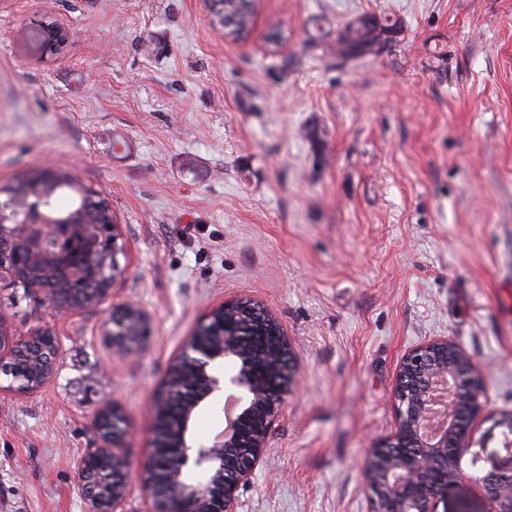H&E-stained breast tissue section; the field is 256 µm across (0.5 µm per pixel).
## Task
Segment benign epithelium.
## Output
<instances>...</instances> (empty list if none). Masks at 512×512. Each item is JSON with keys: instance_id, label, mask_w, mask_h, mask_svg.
I'll return each instance as SVG.
<instances>
[{"instance_id": "7a95c632", "label": "benign epithelium", "mask_w": 512, "mask_h": 512, "mask_svg": "<svg viewBox=\"0 0 512 512\" xmlns=\"http://www.w3.org/2000/svg\"><path fill=\"white\" fill-rule=\"evenodd\" d=\"M70 227H63L46 218L37 225H0V237L27 243L41 253L58 250L59 243L68 234ZM83 258H99L101 238L89 227L82 241ZM229 308L240 312H261V319L270 320L273 332L288 350L289 357L296 358L291 341L275 316L259 307L250 298H239L223 302L208 311L199 323L206 325L217 314H224ZM124 318L132 322V332L117 342L111 336L113 320ZM104 334L115 350L123 356H131L148 335V321L145 314L132 305L112 306L104 322ZM38 338L47 339L49 345L41 348L47 366L60 350V337L51 329H38L20 338L0 335V371L19 344L33 342ZM450 340L436 339L411 350L403 359L396 385L394 399L398 421L405 431L375 443L370 448L367 463L378 462L375 453L380 448H391L404 437L421 449L422 455L410 454L397 461L382 464L381 483L405 493L408 500L416 504L415 512H438L439 503L448 500V490L462 478L459 471L463 455L468 451L472 432L458 420V408L464 394H470L468 422H473L482 411L480 396L468 391L473 373L478 371L474 362L461 366L448 361L436 360L438 350L448 347ZM240 362L237 373L224 374V361ZM230 385L237 389L233 402L235 418L227 427L208 440H199L193 431V422L202 408L224 410V388ZM295 385V374H283V380L276 388L259 385L253 363L243 348L237 332L226 329L224 335L211 343H201L196 336H190L180 353L172 362L165 383L155 392L151 401V412L165 390L181 389L188 392L184 400V412L178 431L181 454L177 462L168 467V481L172 493L161 496L151 479L154 468L153 457H147L140 466V483L146 497L151 500L153 512H231L238 487L251 478L259 465L268 437L281 406ZM260 424L247 444H242V425L254 418ZM124 430L99 432L97 446L89 454L107 457L120 462V466L106 470H89L80 465L77 473L85 512H124L131 479V466L124 455L122 443ZM452 446L455 479H440L436 454ZM483 484L488 496L495 503V512H512V470L492 468L484 477Z\"/></svg>"}]
</instances>
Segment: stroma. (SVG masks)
I'll list each match as a JSON object with an SVG mask.
<instances>
[{
  "instance_id": "stroma-1",
  "label": "stroma",
  "mask_w": 512,
  "mask_h": 512,
  "mask_svg": "<svg viewBox=\"0 0 512 512\" xmlns=\"http://www.w3.org/2000/svg\"><path fill=\"white\" fill-rule=\"evenodd\" d=\"M255 9L235 40L207 0H0V183L51 166L101 191L124 248L112 300L149 323L125 361L106 306L60 311L0 276V328L62 341L42 388L13 392L0 374V512H84L78 466L105 402L139 465L171 362L240 297L278 318L298 373L234 512H372L363 469L397 429L400 365L440 338L486 385L447 512H493L478 478L512 468V0ZM364 13L399 18V42L338 63L333 33ZM315 15L322 42L307 35ZM49 21L67 46L31 54L27 33Z\"/></svg>"
}]
</instances>
